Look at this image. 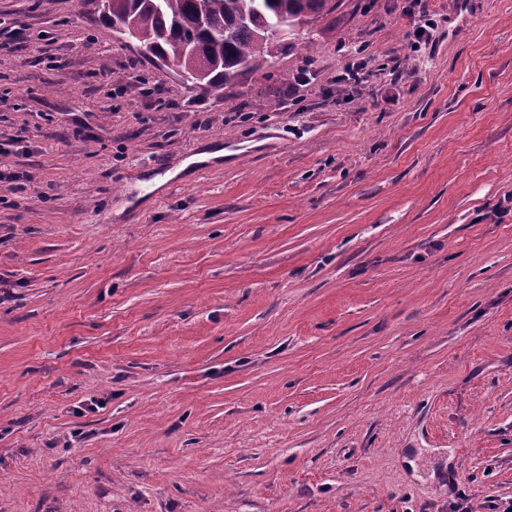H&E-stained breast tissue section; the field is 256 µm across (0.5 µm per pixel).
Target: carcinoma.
I'll list each match as a JSON object with an SVG mask.
<instances>
[{"label": "carcinoma", "mask_w": 512, "mask_h": 512, "mask_svg": "<svg viewBox=\"0 0 512 512\" xmlns=\"http://www.w3.org/2000/svg\"><path fill=\"white\" fill-rule=\"evenodd\" d=\"M332 0H106L104 17L133 23L137 41L178 66L203 95H221L280 50Z\"/></svg>", "instance_id": "obj_1"}]
</instances>
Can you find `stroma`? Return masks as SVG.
<instances>
[{
    "mask_svg": "<svg viewBox=\"0 0 512 512\" xmlns=\"http://www.w3.org/2000/svg\"><path fill=\"white\" fill-rule=\"evenodd\" d=\"M12 141L0 512L512 498V0H336L220 97L0 0ZM226 154V152H224V149H217V150H214V151H206L202 154H199L197 155L196 157L192 158V159H189L187 161H185L180 167H178L175 172L173 174H169L168 176L164 177V178H155L153 180H151L150 182H148V184L151 185L150 187V190L149 191H152V190H155L159 187H161L166 181L167 179H169L170 177H173L177 174H180L184 171H186L188 169V167L192 164V163H195V162H209V161H214V162H221L222 159L224 158V155Z\"/></svg>",
    "mask_w": 512,
    "mask_h": 512,
    "instance_id": "1",
    "label": "stroma"
}]
</instances>
